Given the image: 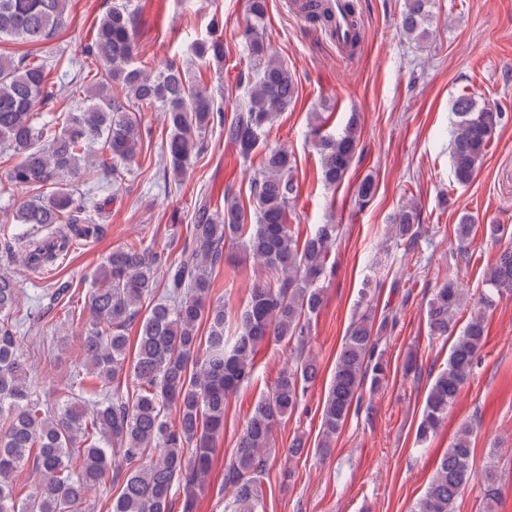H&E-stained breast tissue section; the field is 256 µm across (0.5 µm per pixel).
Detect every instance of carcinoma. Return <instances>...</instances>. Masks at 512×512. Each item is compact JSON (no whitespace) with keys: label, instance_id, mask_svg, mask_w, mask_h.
Returning <instances> with one entry per match:
<instances>
[{"label":"carcinoma","instance_id":"carcinoma-1","mask_svg":"<svg viewBox=\"0 0 512 512\" xmlns=\"http://www.w3.org/2000/svg\"><path fill=\"white\" fill-rule=\"evenodd\" d=\"M70 0H0V41L44 46L67 26ZM432 0H404L400 25L417 44L430 36ZM306 21L332 32L336 10L347 13L360 35L354 0H306L298 4ZM240 32L250 61L249 90L232 117L214 96L182 67L136 65L137 13L123 0L94 26L84 47L96 69L79 70L74 84L83 88L79 104L43 118L40 109L54 98L47 72L60 68L57 54L30 58L0 55V152L19 158L0 185V197L15 187L35 194L11 213L14 224L55 227L53 235L13 254L14 262L41 271L52 266L73 240L97 234V210L89 195L122 180L141 153L140 113H164L169 133L164 143V172L176 181L204 151L207 133L219 129L233 144L240 162L253 164V201L244 207L225 196L224 206L199 191L184 250L176 262L163 250L120 245L105 256L88 289L90 319L78 336L80 361L69 381L39 393L30 385L25 349L45 351L46 316L70 293L61 283L35 300H21L17 280L0 272V512H86L90 494L119 486L112 512H171L174 494L183 512H193L203 491L215 439L224 428V407L249 378L254 357L269 340L305 344L311 317L324 301L320 282L336 238V225L319 224L301 239L288 224L296 197L294 159L285 147L266 146V135L297 94L288 65L263 35L267 0H248ZM196 56L224 68V42L216 35L195 44ZM457 121L451 143L454 179L468 184L480 169L505 113L496 103L468 94L452 103ZM357 123L316 142L323 183L334 186L348 172L358 149ZM107 157L101 179L81 201L74 186L93 165ZM475 218L456 224L460 243L472 235ZM420 211L402 207L392 236L412 247L418 238ZM238 240L254 261L275 269L281 278L253 285L246 306L230 314L211 300L214 268L227 261L225 243ZM164 293L157 296L158 281ZM486 292L473 305L458 332L448 366L431 384L418 427L419 439L434 434L470 373L485 341V312L495 296L512 292V249L503 251L485 274ZM151 302L142 312L144 302ZM464 301L450 280L427 303L434 336L455 333ZM141 318L133 358H128L127 324ZM206 334L199 335L200 325ZM396 317L375 322L372 312L353 320L344 338L321 414L329 442L343 429L364 389L374 392L386 376L378 348L379 333ZM319 372L310 354L281 370L268 395L259 400L224 466V512H264L262 483L269 470L272 432L298 408L308 384ZM175 411L176 419L168 420ZM473 426L460 427L443 454L414 512H454L456 500L475 479L471 462ZM31 467V489L19 498L14 478ZM485 512H493L500 488L494 465L481 475Z\"/></svg>","mask_w":512,"mask_h":512}]
</instances>
